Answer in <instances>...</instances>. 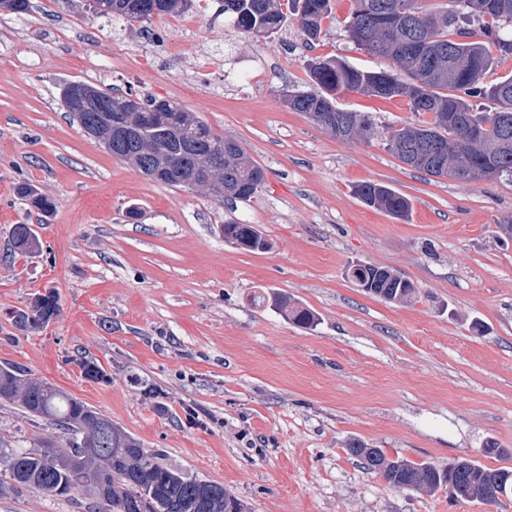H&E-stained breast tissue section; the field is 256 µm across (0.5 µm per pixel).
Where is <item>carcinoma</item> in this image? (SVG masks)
I'll list each match as a JSON object with an SVG mask.
<instances>
[{
	"instance_id": "obj_1",
	"label": "carcinoma",
	"mask_w": 512,
	"mask_h": 512,
	"mask_svg": "<svg viewBox=\"0 0 512 512\" xmlns=\"http://www.w3.org/2000/svg\"><path fill=\"white\" fill-rule=\"evenodd\" d=\"M141 2L110 0V6L113 14L132 26L149 23L156 15L189 11L183 0H152L149 10L141 9ZM330 2L216 0L218 14L230 16L248 37L267 39L291 24L309 46L320 39L322 21L331 14ZM464 17L481 21L479 29L459 26ZM506 24L512 25V0H448L435 12L423 9L418 0H355L346 24L349 38L369 57L391 61V68L364 69L347 60L316 57L308 64V89L288 95V107L339 140L354 120L355 136L384 138L400 161L429 176L466 184L512 182V150H497L504 130H512V75L483 83L499 58L512 54V39L501 34ZM92 90L102 110L74 114L72 119L85 132L111 140L112 157L133 165L145 177L232 201H248L264 187V168L237 140L215 135L199 113L138 93L113 95L96 86ZM344 91L403 98L418 121L378 129L369 116L336 104V95ZM132 98L139 100V111H122ZM484 98L494 101L497 111L488 115L473 111L471 100ZM17 193L42 212L55 209V202L30 184L18 185ZM357 195L367 206L398 219H407L412 211L409 198L384 184H362ZM221 232L224 242L239 248L251 244L253 250L264 251L269 247L252 224L228 221ZM11 239L20 254L34 252L40 245L27 224L14 225ZM350 279L386 302L411 303L417 298L414 283L390 270L358 269ZM272 303L302 327L318 321L312 310L278 295ZM58 312V294L50 290L17 311L15 322L22 329L43 328ZM79 365L86 378L107 379L97 361L81 358ZM0 401L17 405L32 421H46L72 436L67 448L45 444L37 450H21L1 442L0 464L16 485L58 497L84 488L93 496L92 512H135L145 498L152 504L151 512H247L246 505L223 485L157 461L108 416L18 367L0 366ZM346 452L398 490L444 489L459 502L479 500L495 507L512 492L509 467L489 468L461 458L440 468L391 458L383 449L359 440L349 442ZM103 473L108 474L104 497L92 486Z\"/></svg>"
}]
</instances>
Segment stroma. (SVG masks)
Instances as JSON below:
<instances>
[{
    "label": "stroma",
    "mask_w": 512,
    "mask_h": 512,
    "mask_svg": "<svg viewBox=\"0 0 512 512\" xmlns=\"http://www.w3.org/2000/svg\"><path fill=\"white\" fill-rule=\"evenodd\" d=\"M353 0H334L314 47L296 28L245 38L196 8L147 29L93 14L86 0H32L0 12V364L12 363L107 415L162 463L223 484L250 512H489L447 491H400L345 446L445 467L461 458L512 467V183L463 184L400 162L384 141L332 138L289 109L305 64L336 56L370 69L345 29ZM137 92L200 113L266 172L259 196L213 198L146 179L70 119L65 82ZM340 107L376 126L414 121L406 100L345 92ZM54 199L46 214L20 183ZM365 182L408 196L407 220L362 204ZM255 225L262 252L225 243L221 227ZM30 224L41 247L10 245ZM362 261L415 284L408 304L356 288ZM55 290L48 326L15 311ZM319 316L310 329L258 294ZM91 357L107 381L82 374ZM0 439L23 450L69 439L0 406ZM503 455L483 458L487 440ZM83 492L0 490V512H90Z\"/></svg>",
    "instance_id": "stroma-1"
}]
</instances>
